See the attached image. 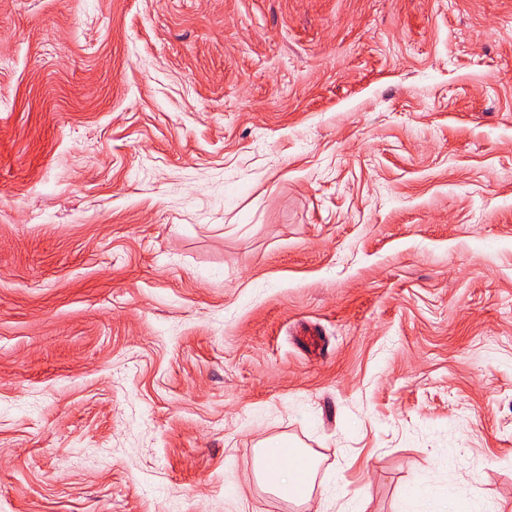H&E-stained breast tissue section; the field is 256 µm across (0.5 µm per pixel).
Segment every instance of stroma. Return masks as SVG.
I'll list each match as a JSON object with an SVG mask.
<instances>
[{
  "instance_id": "1",
  "label": "stroma",
  "mask_w": 512,
  "mask_h": 512,
  "mask_svg": "<svg viewBox=\"0 0 512 512\" xmlns=\"http://www.w3.org/2000/svg\"><path fill=\"white\" fill-rule=\"evenodd\" d=\"M432 486L512 512V0H0V512ZM281 442H269L260 448L257 460L256 475L268 489L282 497H290V492L296 487L300 476H308L307 488L298 497L301 504L310 502L309 477L314 470L313 460L297 448H291L292 455L281 459L274 458V448L287 447ZM288 496V497H286Z\"/></svg>"
}]
</instances>
